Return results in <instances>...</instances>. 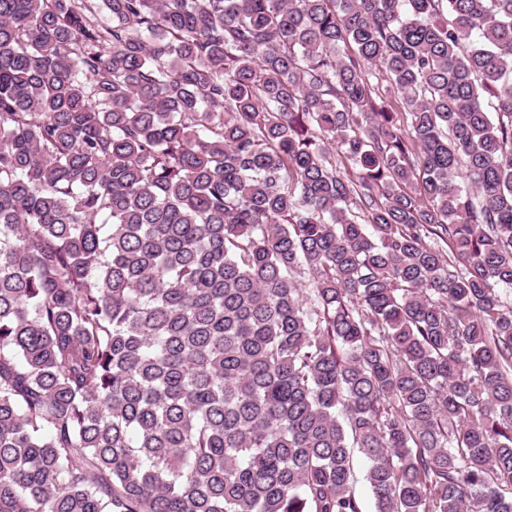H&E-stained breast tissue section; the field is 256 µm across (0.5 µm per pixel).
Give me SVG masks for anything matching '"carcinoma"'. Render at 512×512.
I'll return each mask as SVG.
<instances>
[{
	"label": "carcinoma",
	"instance_id": "obj_1",
	"mask_svg": "<svg viewBox=\"0 0 512 512\" xmlns=\"http://www.w3.org/2000/svg\"><path fill=\"white\" fill-rule=\"evenodd\" d=\"M503 287L512 0H0V512H512Z\"/></svg>",
	"mask_w": 512,
	"mask_h": 512
}]
</instances>
